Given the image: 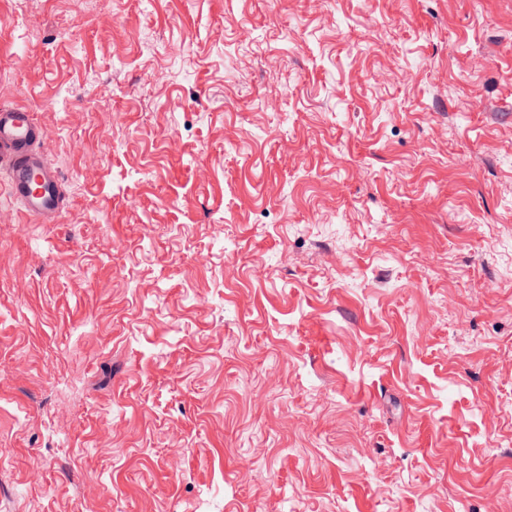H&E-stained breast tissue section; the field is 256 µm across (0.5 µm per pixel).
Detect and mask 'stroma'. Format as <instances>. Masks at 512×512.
<instances>
[{"label": "stroma", "mask_w": 512, "mask_h": 512, "mask_svg": "<svg viewBox=\"0 0 512 512\" xmlns=\"http://www.w3.org/2000/svg\"><path fill=\"white\" fill-rule=\"evenodd\" d=\"M0 88V512H512V0H0ZM45 129L33 112L0 93V177L8 198L30 218L54 223L66 207L62 181L40 153Z\"/></svg>", "instance_id": "1"}]
</instances>
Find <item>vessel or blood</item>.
<instances>
[{
    "label": "vessel or blood",
    "mask_w": 512,
    "mask_h": 512,
    "mask_svg": "<svg viewBox=\"0 0 512 512\" xmlns=\"http://www.w3.org/2000/svg\"><path fill=\"white\" fill-rule=\"evenodd\" d=\"M45 130L28 108L0 93V183L30 218L54 223L66 207L62 181L40 153Z\"/></svg>",
    "instance_id": "1"
}]
</instances>
